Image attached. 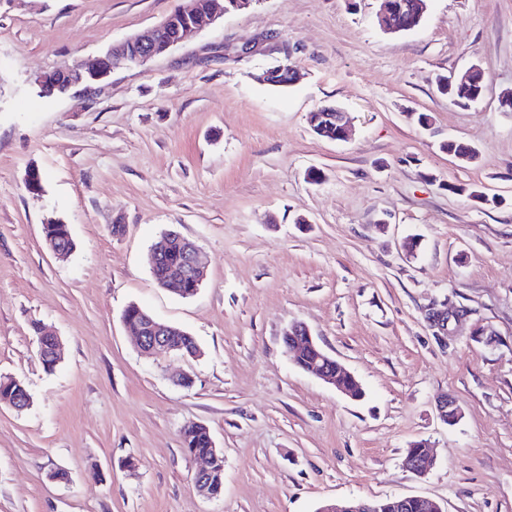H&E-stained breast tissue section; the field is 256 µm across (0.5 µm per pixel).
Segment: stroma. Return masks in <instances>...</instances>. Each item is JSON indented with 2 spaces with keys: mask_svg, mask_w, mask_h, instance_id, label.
I'll return each mask as SVG.
<instances>
[{
  "mask_svg": "<svg viewBox=\"0 0 512 512\" xmlns=\"http://www.w3.org/2000/svg\"><path fill=\"white\" fill-rule=\"evenodd\" d=\"M181 3L0 0V376L31 397L0 406V512H315L411 495L512 512V0H429L397 34L377 25L381 0H258L93 97H37L34 74L92 63ZM280 63L293 84L255 81ZM474 63L487 91L462 109L435 77ZM322 105L348 112L349 139L313 134ZM451 139L478 160L448 155ZM50 219L69 226L67 259L44 244ZM168 229L207 259L193 297L152 275ZM132 303L200 356L142 355L121 318ZM448 303L467 314L442 330L428 313ZM295 321L362 399L290 362ZM37 322L64 343L51 371ZM192 422L224 450L220 498L193 488ZM420 440L437 457L424 477L402 466Z\"/></svg>",
  "mask_w": 512,
  "mask_h": 512,
  "instance_id": "stroma-1",
  "label": "stroma"
}]
</instances>
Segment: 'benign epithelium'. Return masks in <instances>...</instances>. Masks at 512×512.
Masks as SVG:
<instances>
[{
	"instance_id": "7a95c632",
	"label": "benign epithelium",
	"mask_w": 512,
	"mask_h": 512,
	"mask_svg": "<svg viewBox=\"0 0 512 512\" xmlns=\"http://www.w3.org/2000/svg\"><path fill=\"white\" fill-rule=\"evenodd\" d=\"M393 0H385V5L378 17L380 26L386 31H400L402 27L395 21L394 10L391 6ZM229 12L224 6V0H210L209 8L204 12L196 9L194 0L179 9L178 17L168 16L158 25L134 34L118 43L111 45L106 53L95 63L84 66L77 64L64 70L69 76L68 87H79L81 92L92 95L91 86L108 77L113 70L140 65L165 53L178 45L183 38L200 26L204 21H216ZM177 28V37L167 38L171 28ZM309 125L314 132L322 134L331 128L334 133L330 140L344 141L348 138L347 112L340 107L324 106L309 116ZM178 242L183 252L184 261L169 268L165 283L169 288H177L185 280H192L200 285L205 280V267L201 260V252L197 244L183 236H178ZM131 327L137 338L140 349L155 357H164L176 353L179 347L172 338L173 329L166 323L144 317L140 323H133ZM289 336H301L303 341L295 344V348H308L315 353L316 358L306 368V372L330 383L346 397L356 400L358 396L345 387L343 379L353 376V373L341 362L320 347L310 329L302 322L295 321L285 329ZM437 412L442 421L447 424L455 422L459 417V409L455 400L442 396L437 401ZM435 458L432 450L421 455L409 451L403 460V467L416 476H426L434 467ZM209 473L208 462L201 461V466L193 474V485L197 493L208 500L215 498L210 483L206 480ZM416 503L423 512H444L435 501L422 496H402L396 498L393 508L403 512L409 503ZM317 512H379L377 501L370 499H354L342 503H326L317 509Z\"/></svg>"
}]
</instances>
